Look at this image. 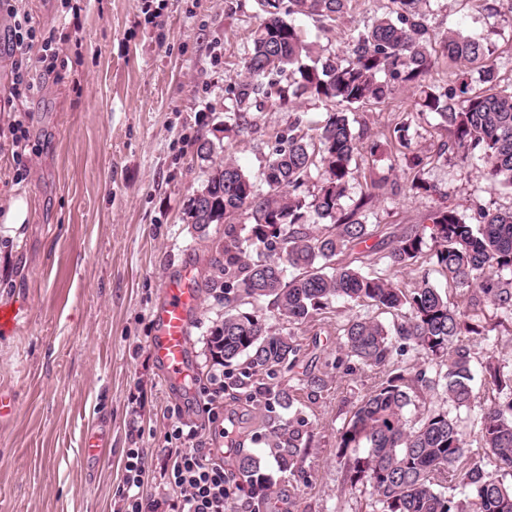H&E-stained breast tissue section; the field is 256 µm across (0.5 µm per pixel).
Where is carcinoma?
Wrapping results in <instances>:
<instances>
[{
	"label": "carcinoma",
	"mask_w": 512,
	"mask_h": 512,
	"mask_svg": "<svg viewBox=\"0 0 512 512\" xmlns=\"http://www.w3.org/2000/svg\"><path fill=\"white\" fill-rule=\"evenodd\" d=\"M350 0H259L262 16L245 51L248 77L225 89L230 107L224 137L248 134L253 128L245 113L274 99L294 113L288 132L276 136L259 174L243 171L233 160L211 169L207 197L191 200L189 223L198 235L224 225V245L203 286L224 300V319L207 341L221 346L220 362L245 370L237 386L254 375L275 376L292 370L297 361L295 333L274 332L260 314L263 303L276 317L296 327L312 322L333 301L370 304L401 312L388 327L370 317L352 315L338 329L343 349L352 358L381 373L373 390L355 405L337 439L350 487L371 489L377 512H512V369L488 363L485 371L497 396L480 418L479 433L496 472L466 461V440L460 417L452 411L469 407L474 393L472 347L487 343L504 325L469 322L466 310L429 281L427 266L439 268L458 288L466 305H488L512 320V207L495 211L477 205L470 221L451 206L431 215V224L415 225L394 237L385 253L367 242L379 225L367 213L379 201L382 181L364 178L365 189L351 206L344 204L355 178L353 162L378 142L355 132L349 112L380 103L405 83L419 88L420 112L438 114L447 126L448 141L440 152L460 161L477 159L479 173L491 187L512 189V92L497 90V75L484 64L474 80L440 91L432 84L438 57L452 66L489 56L484 43L451 33L440 39L429 25V0H386L384 12L335 55L313 53L290 22L291 15L334 21ZM442 45L437 55L435 44ZM313 99L340 107L310 135L302 129L297 100ZM385 140L409 148L407 127L397 122L382 132ZM406 189L427 194L424 159L402 153ZM322 183L306 192L312 171ZM252 219L239 224L235 215ZM320 227L313 229L308 214ZM382 264L379 271L367 263ZM418 272L413 288L394 276ZM422 352L420 364L391 367L393 339ZM441 389L448 407L426 408L407 416L413 398ZM268 406L291 409L298 399L285 388L270 389ZM305 420L270 419L264 434L280 471L302 461L311 445ZM238 473L249 498L264 503L274 485L272 469L261 457L242 454Z\"/></svg>",
	"instance_id": "cac0c4a2"
}]
</instances>
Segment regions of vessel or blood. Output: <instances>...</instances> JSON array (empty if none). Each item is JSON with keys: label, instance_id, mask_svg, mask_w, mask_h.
<instances>
[{"label": "vessel or blood", "instance_id": "1", "mask_svg": "<svg viewBox=\"0 0 512 512\" xmlns=\"http://www.w3.org/2000/svg\"><path fill=\"white\" fill-rule=\"evenodd\" d=\"M198 304V290L190 267L168 278L163 300L154 315L150 353L166 384H181L192 371L189 331Z\"/></svg>", "mask_w": 512, "mask_h": 512}]
</instances>
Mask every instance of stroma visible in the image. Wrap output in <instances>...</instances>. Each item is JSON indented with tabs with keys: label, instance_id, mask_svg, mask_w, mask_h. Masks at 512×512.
<instances>
[{
	"label": "stroma",
	"instance_id": "obj_1",
	"mask_svg": "<svg viewBox=\"0 0 512 512\" xmlns=\"http://www.w3.org/2000/svg\"><path fill=\"white\" fill-rule=\"evenodd\" d=\"M25 0L38 26L53 33L66 64L35 71V89L12 85L13 20L0 11V132L26 120L31 160L15 179L10 154L0 153V214L24 197L25 223H0V306L20 308L18 327L0 337V389L16 400L0 421V512H119L128 449L140 448L151 469L148 497L169 512L174 491L160 478L166 436L184 423L199 438L214 431L197 386L167 387L149 352L154 312L165 280L190 266L195 280L211 273L224 229L198 238L186 220L189 200L213 166L232 157L257 173L275 136L292 118L269 102L251 112L258 133L229 150L197 154L200 140L224 139L226 87L245 76L244 51L257 25V0ZM385 0H351L344 16L294 24L319 54L335 53L381 14ZM436 32L480 37L488 44L498 86L512 88V0H430ZM419 92L398 85L381 103L356 110L358 127L379 138L387 125L408 127L411 149L426 162L435 194L402 192L404 174L392 146L363 155L360 168L395 183L368 221L402 233L428 223L441 202L462 216L473 203L512 206V191L491 189L475 167L437 154L448 139L441 117L419 112ZM334 303L317 321L297 329L298 361L291 372L260 379L258 387L224 390V428L237 445L224 450L230 472L228 512L251 504L234 477L238 451L269 458L262 435L268 419L291 411L265 410L262 390L293 386L313 435L301 464L274 475L260 512H371L368 488H351L337 456L338 435L353 406L373 386L374 371L340 367L337 330L351 315ZM224 306L200 293L190 331L193 374L211 365L205 338L221 323ZM512 364V327L477 348L474 399L478 415L492 390L486 362ZM100 435V462L84 464L89 432Z\"/></svg>",
	"mask_w": 512,
	"mask_h": 512
}]
</instances>
